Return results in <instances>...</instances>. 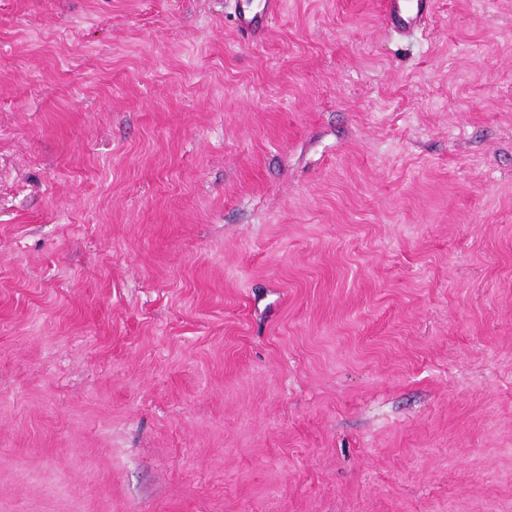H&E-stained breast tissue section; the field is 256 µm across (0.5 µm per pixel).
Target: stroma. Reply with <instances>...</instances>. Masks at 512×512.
I'll use <instances>...</instances> for the list:
<instances>
[{
  "instance_id": "obj_1",
  "label": "stroma",
  "mask_w": 512,
  "mask_h": 512,
  "mask_svg": "<svg viewBox=\"0 0 512 512\" xmlns=\"http://www.w3.org/2000/svg\"><path fill=\"white\" fill-rule=\"evenodd\" d=\"M0 0V512H512V0ZM253 0H237L236 25L240 32L251 39L260 40L272 20L281 10L282 0H259L257 7H252ZM430 0H384V16L392 29L406 36L418 30L428 11Z\"/></svg>"
}]
</instances>
